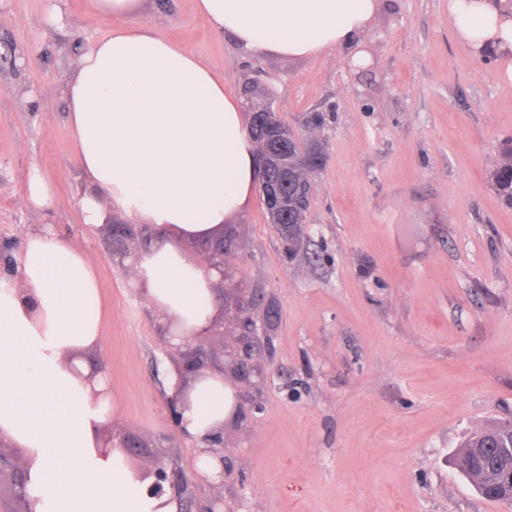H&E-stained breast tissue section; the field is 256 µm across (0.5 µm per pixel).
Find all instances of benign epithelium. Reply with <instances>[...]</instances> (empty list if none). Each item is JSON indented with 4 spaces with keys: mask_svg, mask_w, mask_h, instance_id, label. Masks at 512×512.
Returning <instances> with one entry per match:
<instances>
[{
    "mask_svg": "<svg viewBox=\"0 0 512 512\" xmlns=\"http://www.w3.org/2000/svg\"><path fill=\"white\" fill-rule=\"evenodd\" d=\"M270 106L256 111L255 123L266 136V147L259 154L261 173L264 174L265 200L271 220L288 210V199L283 196L274 181L265 175L279 162V151L285 149L288 136L293 133L284 124L275 130L267 120ZM114 254L130 258L136 252L152 243L157 232L148 224H111ZM202 259L207 268L215 270L218 281L215 286L224 289L221 299V316L215 320L203 335L180 337L177 344L166 341V346L176 355L174 393L165 397L168 419L174 429H179V418L186 407V390L190 383L212 369L219 370L224 381L234 389V411L232 422L237 423L245 416L246 409H256V400L265 381L264 359L269 357L273 345V331L278 310L272 299L256 288H244L235 284L224 287L228 279L226 258L237 249V235L234 225L224 224L213 233L201 239ZM207 452L219 460L220 470L217 482L224 483L226 461L224 458V428L208 433ZM139 482L145 485L146 493L177 504V512H224V495L212 496L200 509H193L191 489L204 479L197 469H183L179 452L171 446L156 445L154 463L139 473ZM8 482L13 507L5 512H35L33 502L26 492L27 463L13 454H6L0 447V484Z\"/></svg>",
    "mask_w": 512,
    "mask_h": 512,
    "instance_id": "benign-epithelium-1",
    "label": "benign epithelium"
}]
</instances>
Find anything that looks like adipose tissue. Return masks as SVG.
I'll return each mask as SVG.
<instances>
[{"label": "adipose tissue", "mask_w": 512, "mask_h": 512, "mask_svg": "<svg viewBox=\"0 0 512 512\" xmlns=\"http://www.w3.org/2000/svg\"><path fill=\"white\" fill-rule=\"evenodd\" d=\"M212 28L252 54L308 57L354 50L376 0H197ZM459 41L499 56L512 83V0H448ZM68 124L91 193L83 223L120 214L153 225L162 239L139 250L129 284L163 314L168 335L205 331L219 306L218 279L189 258L182 240L203 237L246 212L260 180L256 143L241 99L156 25L115 27L75 56L62 86ZM15 280L0 278V435L26 449V491L36 512H172L132 492L119 451L102 454L115 416L104 381L76 352L100 342L103 315L93 260L54 231L26 235ZM183 438L198 469L220 465L204 436L232 414L233 391L216 372L197 380Z\"/></svg>", "instance_id": "1"}]
</instances>
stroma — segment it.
<instances>
[{
    "label": "stroma",
    "instance_id": "35a3bbf8",
    "mask_svg": "<svg viewBox=\"0 0 512 512\" xmlns=\"http://www.w3.org/2000/svg\"><path fill=\"white\" fill-rule=\"evenodd\" d=\"M85 0H0V245L51 227L89 255L100 283V343L78 358L106 382L118 416L104 428L171 437L163 406L174 360L160 314L135 299L105 227L82 224L83 180L58 90L87 39L119 26ZM133 23L201 59L228 90L256 82L299 128L332 111L320 135L304 238L287 252L261 196L233 217L234 279L273 298L279 319L259 411L224 431L226 512H512L482 498L451 464L469 434L512 419V206L490 175L512 137V85L497 57L454 36L448 0H378L348 52L252 56L212 30L196 0H142ZM55 186L29 208L24 175ZM24 193L28 207L41 212L52 208L54 199L52 182L37 165H32L25 174Z\"/></svg>",
    "mask_w": 512,
    "mask_h": 512
}]
</instances>
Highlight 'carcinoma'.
<instances>
[{
	"label": "carcinoma",
	"instance_id": "carcinoma-1",
	"mask_svg": "<svg viewBox=\"0 0 512 512\" xmlns=\"http://www.w3.org/2000/svg\"><path fill=\"white\" fill-rule=\"evenodd\" d=\"M288 170L296 174L288 178L280 171H273L272 178L281 192L288 197L287 224H301L306 218L312 196V181L302 170H295L298 158L304 157L313 163L312 171L322 168L326 160V142L322 138L303 133L294 134L287 146ZM492 180L498 195L512 206V141L503 144ZM512 445V434L502 422H492L487 427L473 432L463 449L454 457L456 470L473 486L479 488L481 476L502 477L503 471L512 472V458H504L500 449ZM494 501L512 504V484L505 482L494 484L485 494Z\"/></svg>",
	"mask_w": 512,
	"mask_h": 512
}]
</instances>
